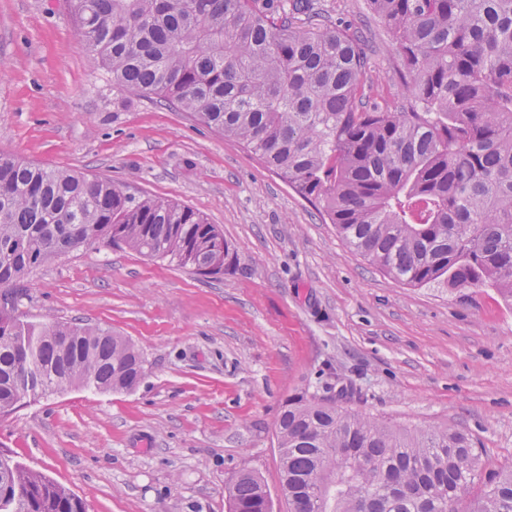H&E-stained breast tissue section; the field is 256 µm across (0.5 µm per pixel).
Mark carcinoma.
<instances>
[{
	"mask_svg": "<svg viewBox=\"0 0 512 512\" xmlns=\"http://www.w3.org/2000/svg\"><path fill=\"white\" fill-rule=\"evenodd\" d=\"M409 78L412 105L364 101L368 57L319 0H70L112 88L154 95L241 141L371 265L411 287L494 288L512 302V0H369ZM123 246L197 274L228 243L193 209L108 178L0 155V288L62 255ZM0 313V415L24 366L45 394L129 392L142 356L95 325ZM72 337L66 356L55 345ZM288 512H512V463L488 469L468 435L395 428L302 392L276 419ZM231 512H268L251 471ZM0 512H85L0 450Z\"/></svg>",
	"mask_w": 512,
	"mask_h": 512,
	"instance_id": "carcinoma-1",
	"label": "carcinoma"
}]
</instances>
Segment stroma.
<instances>
[{
  "mask_svg": "<svg viewBox=\"0 0 512 512\" xmlns=\"http://www.w3.org/2000/svg\"><path fill=\"white\" fill-rule=\"evenodd\" d=\"M322 7L364 41L366 103L408 107L368 0ZM0 154L190 207L230 247L219 275L93 247L23 282L26 320L117 332L144 361L133 391L73 388L0 417V449L86 512H229L225 488L244 470L287 512L275 421L303 390L354 389L355 411L457 429L490 463L512 462V306L491 288L402 284L241 143L113 91L69 0H0Z\"/></svg>",
  "mask_w": 512,
  "mask_h": 512,
  "instance_id": "1",
  "label": "stroma"
}]
</instances>
